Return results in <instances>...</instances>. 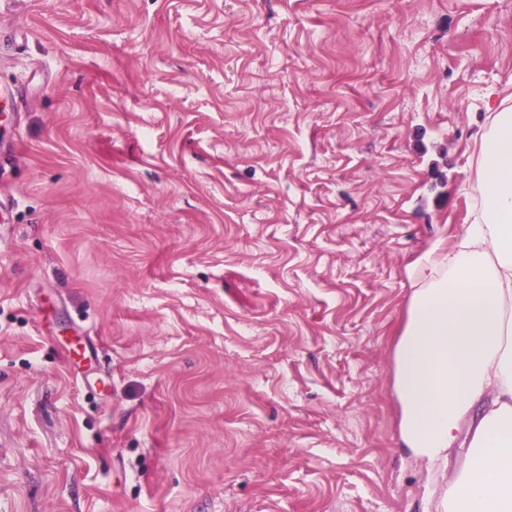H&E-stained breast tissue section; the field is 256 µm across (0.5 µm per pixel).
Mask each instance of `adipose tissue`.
I'll return each instance as SVG.
<instances>
[{
  "label": "adipose tissue",
  "instance_id": "adipose-tissue-1",
  "mask_svg": "<svg viewBox=\"0 0 512 512\" xmlns=\"http://www.w3.org/2000/svg\"><path fill=\"white\" fill-rule=\"evenodd\" d=\"M471 216L458 251L436 247L393 356L404 448L447 463L466 416L478 423L445 512H512V100L488 102Z\"/></svg>",
  "mask_w": 512,
  "mask_h": 512
}]
</instances>
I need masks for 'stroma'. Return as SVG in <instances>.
I'll list each match as a JSON object with an SVG mask.
<instances>
[{"mask_svg": "<svg viewBox=\"0 0 512 512\" xmlns=\"http://www.w3.org/2000/svg\"><path fill=\"white\" fill-rule=\"evenodd\" d=\"M0 89V512H443L392 357L512 0H0Z\"/></svg>", "mask_w": 512, "mask_h": 512, "instance_id": "35a3bbf8", "label": "stroma"}]
</instances>
